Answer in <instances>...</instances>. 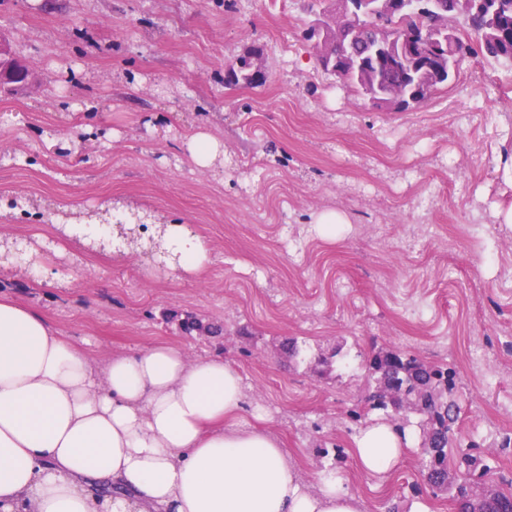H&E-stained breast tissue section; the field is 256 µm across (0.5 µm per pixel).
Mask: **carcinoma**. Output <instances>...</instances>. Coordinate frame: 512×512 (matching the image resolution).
Here are the masks:
<instances>
[{"label":"carcinoma","mask_w":512,"mask_h":512,"mask_svg":"<svg viewBox=\"0 0 512 512\" xmlns=\"http://www.w3.org/2000/svg\"><path fill=\"white\" fill-rule=\"evenodd\" d=\"M402 9L392 25L408 31L428 29L439 41L415 47L405 58L394 52L378 56L372 52L376 33L367 20L348 11L335 15L339 43L332 52L317 50V63L345 87L367 98L373 105L407 109L430 99L449 85L443 71L448 63L461 64L477 53L487 61L512 64V0H435L427 8L424 0H400ZM261 69L230 65L226 85L255 86L263 82ZM343 347L321 352L315 361L327 370L344 361ZM369 381L385 378L398 383L410 395L424 399V414L435 419L432 440L421 446L422 466L432 493L445 494L457 512H512V480L484 483L492 470L477 444H462L457 434L461 407L456 395V372L433 366L413 353L382 349L368 362ZM364 414L378 413L403 433L415 435L420 415L398 422L383 403L367 397Z\"/></svg>","instance_id":"1"}]
</instances>
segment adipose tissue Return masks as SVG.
<instances>
[{
  "mask_svg": "<svg viewBox=\"0 0 512 512\" xmlns=\"http://www.w3.org/2000/svg\"><path fill=\"white\" fill-rule=\"evenodd\" d=\"M164 246L194 272L210 249L183 224ZM239 372L158 344L96 362L44 316L0 298V512H363L341 476L306 480L268 428L238 426ZM409 439L366 426L353 454L396 471ZM112 482L111 502L88 490Z\"/></svg>",
  "mask_w": 512,
  "mask_h": 512,
  "instance_id": "obj_1",
  "label": "adipose tissue"
}]
</instances>
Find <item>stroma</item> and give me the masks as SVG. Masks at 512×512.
I'll return each instance as SVG.
<instances>
[{
    "label": "stroma",
    "instance_id": "35a3bbf8",
    "mask_svg": "<svg viewBox=\"0 0 512 512\" xmlns=\"http://www.w3.org/2000/svg\"><path fill=\"white\" fill-rule=\"evenodd\" d=\"M308 0H0V32L31 78L0 94V241L30 243L0 264V294L43 314L97 361L155 344L218 353L240 372L241 426L262 413L305 479L336 470L366 512L423 501L417 448L384 478L359 469L354 439L368 357L392 347L459 370L463 441L512 434V68L465 59L425 104L375 109L323 72L303 38ZM261 49L267 75L230 87L225 71ZM208 125L224 161L192 165L182 142ZM345 219L325 236L317 215ZM176 221L208 242L198 272L160 270L142 247L89 248L62 226L114 213ZM224 325L185 335L179 317ZM345 343L321 375L288 357ZM485 349L487 390L469 364ZM340 447L341 458L321 457Z\"/></svg>",
    "mask_w": 512,
    "mask_h": 512
}]
</instances>
